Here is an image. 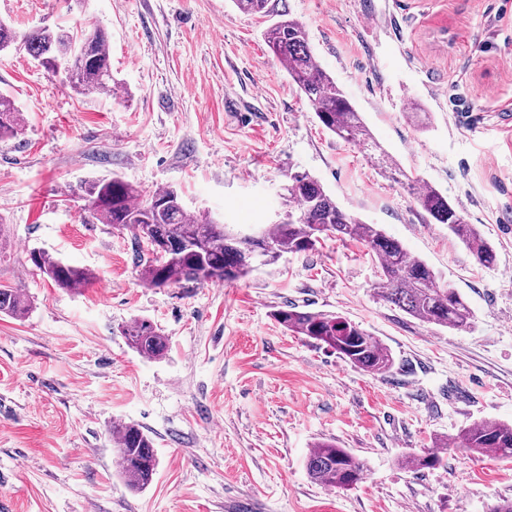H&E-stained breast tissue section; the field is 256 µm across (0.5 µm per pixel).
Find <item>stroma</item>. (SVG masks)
Returning <instances> with one entry per match:
<instances>
[{
  "label": "stroma",
  "instance_id": "1",
  "mask_svg": "<svg viewBox=\"0 0 512 512\" xmlns=\"http://www.w3.org/2000/svg\"><path fill=\"white\" fill-rule=\"evenodd\" d=\"M319 64L407 180L459 204L491 243L478 265L406 183L329 135L264 41L266 19L232 0H0L24 32L93 22L110 37L114 93L63 87L0 53V92L23 130L0 143V285L30 311L0 314V504L6 512H490L512 500V460L464 450L415 471L407 456L483 418L512 423V0H288ZM317 179L468 301L470 327L421 322L379 296L355 241L324 239L233 282L164 288L137 277L129 231L76 193L118 177L237 229L286 211L289 174ZM43 250L95 271L77 292L30 262ZM353 321L390 349L364 372L274 319L288 305ZM169 339L148 359L131 320ZM141 426L156 474L130 489L114 423ZM365 466L351 489L313 481L320 442Z\"/></svg>",
  "mask_w": 512,
  "mask_h": 512
}]
</instances>
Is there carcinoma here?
<instances>
[{
	"label": "carcinoma",
	"instance_id": "obj_1",
	"mask_svg": "<svg viewBox=\"0 0 512 512\" xmlns=\"http://www.w3.org/2000/svg\"><path fill=\"white\" fill-rule=\"evenodd\" d=\"M234 2L246 13L275 18L265 32L266 43L284 64L318 121L336 137L362 144L382 173L397 180L399 172L392 162L381 158L383 151L360 112L319 65L305 26L290 16L288 0ZM82 41L90 47L84 58L78 49ZM8 49L27 54L76 93L112 87L109 35L94 23L72 31L43 28L20 33L0 20V52ZM22 123L15 100L0 94V141L17 135ZM411 189L426 219L448 225L477 263L494 264L492 245L468 223L459 205L419 178L413 180ZM286 197L291 216L248 234L235 233L211 217L189 212L178 191L170 186L147 195L113 177L90 183L82 199L84 208L101 223L130 231L140 243H166L164 256L156 257L150 251L138 265L137 276L148 287L234 282L255 269L256 254L267 245L272 247L276 262L288 253L310 251L324 238H338L362 243L379 262L383 301L424 323L453 329L472 324V310L457 289L440 283L424 260L387 236L379 225L366 224L340 207L318 180L307 174L289 176ZM29 260L63 289L78 290L94 279L91 270L56 260L45 252L32 251ZM27 310V301L17 289L0 287V313L19 318ZM274 318L286 330L326 345L364 372L385 374L394 366L386 346L341 316L287 306L277 310ZM123 334L131 348L148 358L160 359L168 350L166 336L146 319L134 320ZM111 435L121 475L134 489L147 487L158 466L152 438L135 424L114 425ZM454 442L472 454L491 452L511 460L512 424L476 421L462 428ZM441 460L439 453L428 450L406 457L404 463L417 471L433 468ZM306 470L311 479L325 486L347 489L358 484L364 464L346 449L323 442L308 454Z\"/></svg>",
	"mask_w": 512,
	"mask_h": 512
}]
</instances>
